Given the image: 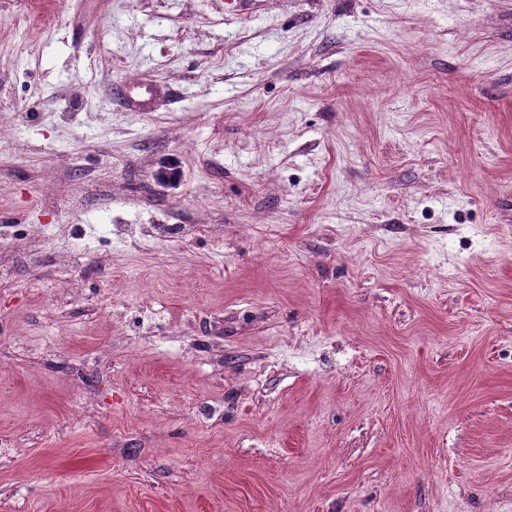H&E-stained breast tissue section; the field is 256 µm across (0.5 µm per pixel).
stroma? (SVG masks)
<instances>
[{
	"label": "stroma",
	"mask_w": 512,
	"mask_h": 512,
	"mask_svg": "<svg viewBox=\"0 0 512 512\" xmlns=\"http://www.w3.org/2000/svg\"><path fill=\"white\" fill-rule=\"evenodd\" d=\"M0 512H512V0H0ZM121 103L129 112H153L159 95L151 80L137 79L123 83L118 91Z\"/></svg>",
	"instance_id": "1"
}]
</instances>
